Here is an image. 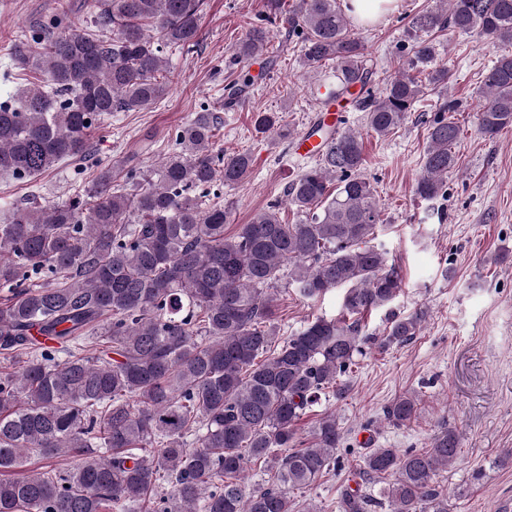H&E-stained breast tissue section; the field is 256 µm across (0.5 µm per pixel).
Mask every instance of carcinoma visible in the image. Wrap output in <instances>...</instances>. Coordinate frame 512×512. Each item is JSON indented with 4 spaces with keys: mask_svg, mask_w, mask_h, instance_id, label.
<instances>
[{
    "mask_svg": "<svg viewBox=\"0 0 512 512\" xmlns=\"http://www.w3.org/2000/svg\"><path fill=\"white\" fill-rule=\"evenodd\" d=\"M412 17L411 56L374 91L365 41L338 0H266L232 50L239 78L230 108L266 54L270 26L301 44L300 64L333 69L336 99L355 97L367 133L387 137L417 103L448 84L428 36L452 28L512 44V0H439ZM203 0H85L98 30H72L69 6L11 41L13 64L40 69L41 84L0 102V174L41 175L89 151L114 112L154 108L172 73L169 56L202 39ZM477 112L489 138L512 126V53L482 80ZM460 103L443 99L428 121L414 193L432 201L458 165ZM220 113L204 106L176 132L153 174L103 168L80 193L49 206H11L0 222V512H299L294 492L336 466L343 431L324 411L310 440L296 427L315 407L345 397L343 377L364 354L363 315L393 303L402 286L375 243L382 210L364 175L363 135L334 127L325 150L272 203L224 233L232 209L219 185L249 178L254 155L214 146ZM255 127L282 140L294 130L278 112ZM289 206L296 221L280 215ZM317 302L345 290L342 315L317 316L295 334L271 322L274 287ZM427 311L394 314L379 345L399 346ZM419 406L401 394L387 406L407 426ZM457 434L426 448H370L354 477L378 484L391 512H448L436 480L455 463ZM77 459L73 466L63 461ZM35 459L41 469L24 472ZM266 465L262 487L245 473ZM376 498L346 489L338 512H369Z\"/></svg>",
    "mask_w": 512,
    "mask_h": 512,
    "instance_id": "1",
    "label": "carcinoma"
}]
</instances>
